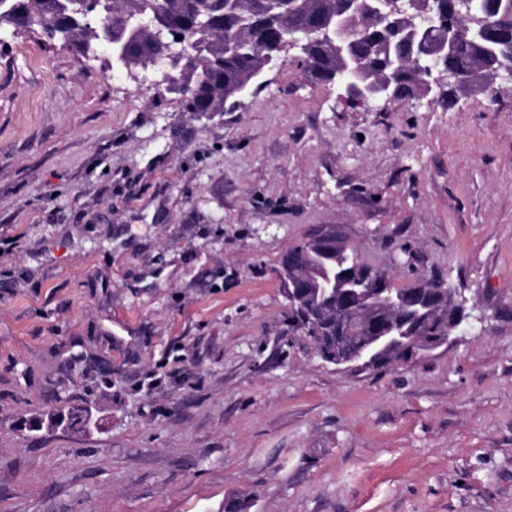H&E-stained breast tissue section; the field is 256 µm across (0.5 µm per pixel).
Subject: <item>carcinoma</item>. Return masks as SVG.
I'll use <instances>...</instances> for the list:
<instances>
[{
  "label": "carcinoma",
  "instance_id": "cac0c4a2",
  "mask_svg": "<svg viewBox=\"0 0 512 512\" xmlns=\"http://www.w3.org/2000/svg\"><path fill=\"white\" fill-rule=\"evenodd\" d=\"M343 7V0H246L237 7L230 0H71L62 11L58 0H0V27H32L41 24L56 31L55 39L80 52L97 42V32L85 24V14L97 13L112 29L116 49L112 65L126 69L149 68L165 43L180 40L192 58L172 70L169 85L160 94L182 97L186 112H222L224 101L239 96L242 79L256 71L265 55L273 52V38L281 19L293 25L310 24L326 13ZM497 18H512V0H485ZM405 23L394 19L360 38L354 52L371 72L385 74L404 96L428 92L416 79L413 46L404 33ZM496 32L476 43L462 39L456 45L452 64L461 84L491 88L496 69L508 59L495 48ZM319 80L337 74L342 60L327 43L313 45L301 61ZM300 263L288 286L298 289L289 318L301 330V310L313 314L320 332L309 337L319 356L336 350V337L346 336L350 347L374 355L373 342L380 336L406 339L412 356L423 355L448 342L456 332L461 313L450 308L440 317L433 307L440 288L420 291L412 282L391 287L396 314L387 316L384 302L368 275L370 265L361 261L345 240L318 242L315 237L290 247L280 266ZM357 270L351 280L345 273ZM361 297L363 318L336 316L338 308ZM251 500L243 495L224 500V512H250Z\"/></svg>",
  "mask_w": 512,
  "mask_h": 512
}]
</instances>
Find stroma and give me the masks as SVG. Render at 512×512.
Returning a JSON list of instances; mask_svg holds the SVG:
<instances>
[{"label":"stroma","instance_id":"1","mask_svg":"<svg viewBox=\"0 0 512 512\" xmlns=\"http://www.w3.org/2000/svg\"><path fill=\"white\" fill-rule=\"evenodd\" d=\"M353 104L295 59L232 112L0 29V512H512V82ZM339 225L470 314L377 372L288 330ZM411 257L401 256V248ZM78 410L88 426H47Z\"/></svg>","mask_w":512,"mask_h":512}]
</instances>
